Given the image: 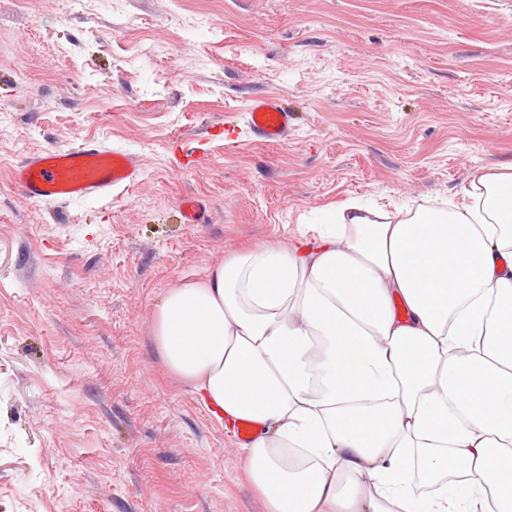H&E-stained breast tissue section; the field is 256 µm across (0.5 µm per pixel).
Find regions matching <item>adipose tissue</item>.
<instances>
[{"label":"adipose tissue","instance_id":"adipose-tissue-1","mask_svg":"<svg viewBox=\"0 0 512 512\" xmlns=\"http://www.w3.org/2000/svg\"><path fill=\"white\" fill-rule=\"evenodd\" d=\"M473 188L341 203L315 245L241 248L157 307L168 371L255 426L266 512H512V167Z\"/></svg>","mask_w":512,"mask_h":512}]
</instances>
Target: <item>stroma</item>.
I'll return each instance as SVG.
<instances>
[{"label": "stroma", "mask_w": 512, "mask_h": 512, "mask_svg": "<svg viewBox=\"0 0 512 512\" xmlns=\"http://www.w3.org/2000/svg\"><path fill=\"white\" fill-rule=\"evenodd\" d=\"M259 95L287 140L251 136ZM87 138L139 154L140 182L76 203L12 182ZM511 165L512 0H0V512H264L153 346L166 292L313 241L345 201L467 204ZM247 115L249 128L262 141L285 140L293 127L292 113L273 96L252 99Z\"/></svg>", "instance_id": "1"}]
</instances>
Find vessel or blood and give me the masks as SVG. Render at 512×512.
Segmentation results:
<instances>
[{"instance_id":"vessel-or-blood-1","label":"vessel or blood","mask_w":512,"mask_h":512,"mask_svg":"<svg viewBox=\"0 0 512 512\" xmlns=\"http://www.w3.org/2000/svg\"><path fill=\"white\" fill-rule=\"evenodd\" d=\"M247 124L260 140L279 142L291 131L293 116L276 97H258L250 104ZM141 175L138 154L95 139L32 153L12 170L13 182L36 202L108 200L114 190L139 182Z\"/></svg>"}]
</instances>
